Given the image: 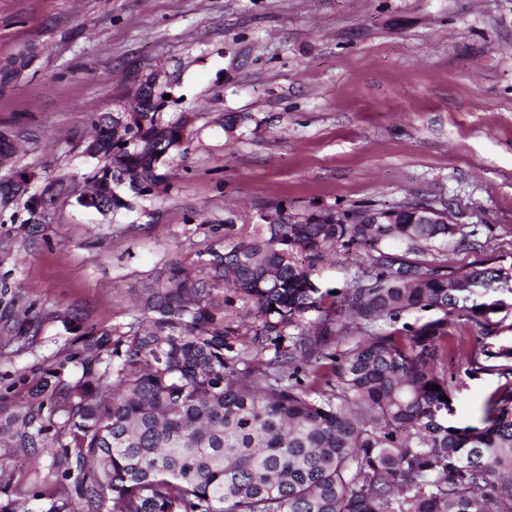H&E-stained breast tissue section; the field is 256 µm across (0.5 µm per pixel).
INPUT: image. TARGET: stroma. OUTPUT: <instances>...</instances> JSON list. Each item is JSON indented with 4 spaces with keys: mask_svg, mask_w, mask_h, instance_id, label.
<instances>
[{
    "mask_svg": "<svg viewBox=\"0 0 512 512\" xmlns=\"http://www.w3.org/2000/svg\"><path fill=\"white\" fill-rule=\"evenodd\" d=\"M0 130L31 192L57 175L89 190L93 119L129 107L159 74L192 116L169 189L111 218L75 197L50 209L43 242L0 260L36 313L25 344L0 297V383L47 367L63 320L112 326L135 313L157 267L254 225L273 203L300 213L424 200L461 234L449 266H512V0H0ZM245 115L234 133L222 119ZM458 374L455 418L476 424L501 384ZM48 456L0 447V481L36 491Z\"/></svg>",
    "mask_w": 512,
    "mask_h": 512,
    "instance_id": "obj_1",
    "label": "stroma"
}]
</instances>
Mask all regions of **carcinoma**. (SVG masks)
<instances>
[{
	"label": "carcinoma",
	"mask_w": 512,
	"mask_h": 512,
	"mask_svg": "<svg viewBox=\"0 0 512 512\" xmlns=\"http://www.w3.org/2000/svg\"><path fill=\"white\" fill-rule=\"evenodd\" d=\"M162 106L148 89L139 110L97 117L85 153L102 164L78 203L116 215L154 195L191 136L189 114L165 120ZM32 178L0 177L1 212ZM70 194L59 178L28 196L0 240L46 239L48 207ZM429 207L276 204L277 223H226L224 243L155 269L125 325L70 316L58 359L0 389V446L60 471L33 494L40 512H512V344L488 343L491 316L512 309V274L418 259L459 231L438 216L418 223ZM338 249L370 268L339 291L318 278ZM341 318L357 336L338 351ZM459 320L475 331L463 361ZM455 365L505 379L478 426L453 420ZM20 494L1 486L0 512H18Z\"/></svg>",
	"instance_id": "1"
}]
</instances>
